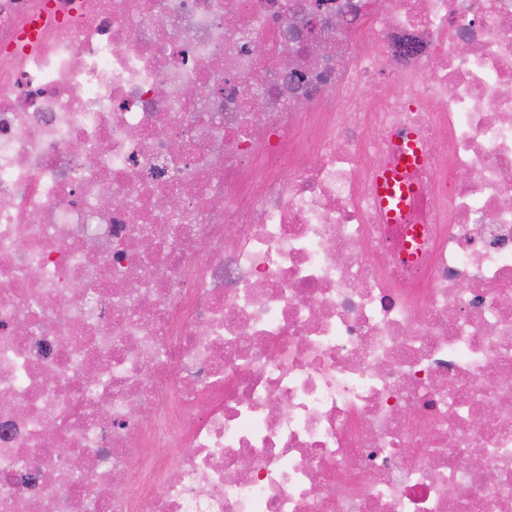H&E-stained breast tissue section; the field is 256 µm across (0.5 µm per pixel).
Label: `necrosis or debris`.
I'll return each instance as SVG.
<instances>
[{
  "instance_id": "obj_1",
  "label": "necrosis or debris",
  "mask_w": 512,
  "mask_h": 512,
  "mask_svg": "<svg viewBox=\"0 0 512 512\" xmlns=\"http://www.w3.org/2000/svg\"><path fill=\"white\" fill-rule=\"evenodd\" d=\"M510 196L512 0H0V512H512Z\"/></svg>"
}]
</instances>
